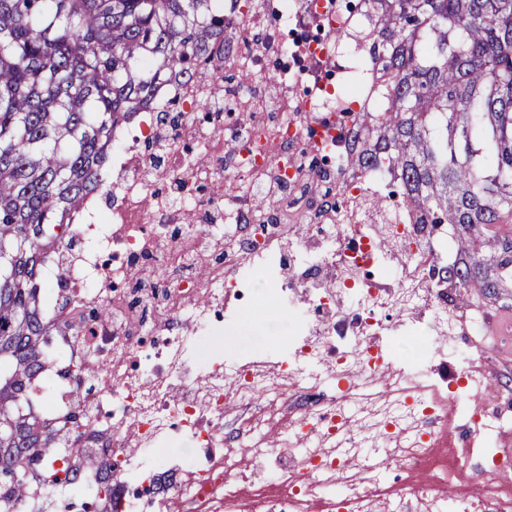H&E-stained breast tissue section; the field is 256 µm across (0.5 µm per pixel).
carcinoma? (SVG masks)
Listing matches in <instances>:
<instances>
[{"label": "carcinoma", "instance_id": "1", "mask_svg": "<svg viewBox=\"0 0 512 512\" xmlns=\"http://www.w3.org/2000/svg\"><path fill=\"white\" fill-rule=\"evenodd\" d=\"M359 38L374 104L347 113L339 175L379 169L399 183L416 223L455 229L459 257L437 276L457 288L512 285V238L494 273L472 258L474 232L512 224V0H364ZM224 44L218 0H0V512L88 489L66 463L82 451L112 491L106 452L86 447L82 366L62 419L37 410L32 384L57 374L49 336L64 305L43 283L64 255L91 194L104 189L112 140L157 104L167 77L205 82Z\"/></svg>", "mask_w": 512, "mask_h": 512}]
</instances>
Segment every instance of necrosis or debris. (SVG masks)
<instances>
[{
	"label": "necrosis or debris",
	"mask_w": 512,
	"mask_h": 512,
	"mask_svg": "<svg viewBox=\"0 0 512 512\" xmlns=\"http://www.w3.org/2000/svg\"><path fill=\"white\" fill-rule=\"evenodd\" d=\"M282 20L321 37L284 44L264 0L246 13L225 0L224 31L239 45L216 66L254 81L231 90L220 78L166 79L157 101L179 108L178 125L160 126L150 110L117 133L112 209L90 201L75 249L46 262V276L67 272L53 347L107 367L90 379L87 432L111 449L115 480L108 494L98 480L89 487L102 512H512V485L494 479L512 458L496 453L495 435L459 463L431 445L445 416L467 429L512 418V398L469 375L447 289L427 273L392 279L434 241L411 214L378 203L382 173L346 176L336 207L302 235L253 212L247 195L214 189L232 170L281 192L317 190L311 129L328 152L345 151L326 75L336 65L361 92L369 63L347 47L371 17L343 21L333 0H290ZM286 57L293 68L269 81ZM292 82L305 98L289 95ZM206 100L247 113V127L202 121ZM148 139L167 143L161 165L140 150ZM256 269L288 317L287 345L233 364L201 356L211 338L236 335ZM101 302L112 311L104 322L91 317ZM407 342L413 354L397 356ZM166 444L185 451L157 456Z\"/></svg>",
	"instance_id": "obj_1"
}]
</instances>
